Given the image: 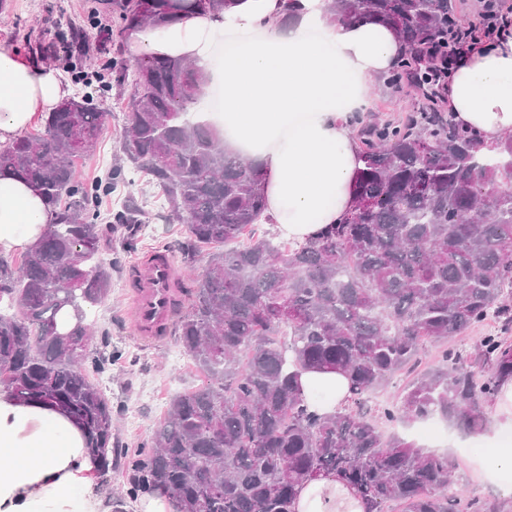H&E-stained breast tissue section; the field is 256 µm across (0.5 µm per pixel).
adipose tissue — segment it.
I'll return each mask as SVG.
<instances>
[{"label":"adipose tissue","mask_w":512,"mask_h":512,"mask_svg":"<svg viewBox=\"0 0 512 512\" xmlns=\"http://www.w3.org/2000/svg\"><path fill=\"white\" fill-rule=\"evenodd\" d=\"M245 31L214 70L209 40L225 28ZM138 51L189 58L220 85L227 148L264 172L263 223L295 242L315 236L353 210L363 162L348 113L368 109L367 90L400 52L395 31L379 23L331 22L326 0H238L222 15L193 13L136 35ZM71 94L64 75L0 51V143L21 137L34 116ZM456 121L486 144L512 131V35L463 58L450 81ZM56 213L31 185L0 176V255L37 244ZM301 396L330 414L348 396L346 378L306 371ZM93 464L80 430L63 414L12 402L0 393V512H97L88 493ZM297 512H365L342 482L324 478L299 489Z\"/></svg>","instance_id":"obj_1"}]
</instances>
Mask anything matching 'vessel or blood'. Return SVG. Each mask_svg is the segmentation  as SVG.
Listing matches in <instances>:
<instances>
[{
    "label": "vessel or blood",
    "mask_w": 512,
    "mask_h": 512,
    "mask_svg": "<svg viewBox=\"0 0 512 512\" xmlns=\"http://www.w3.org/2000/svg\"><path fill=\"white\" fill-rule=\"evenodd\" d=\"M137 278V286L130 295L129 320L140 336L153 340L174 322L179 270L160 253L138 268Z\"/></svg>",
    "instance_id": "b4317fda"
}]
</instances>
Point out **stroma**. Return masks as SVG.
Listing matches in <instances>:
<instances>
[{
  "label": "stroma",
  "mask_w": 512,
  "mask_h": 512,
  "mask_svg": "<svg viewBox=\"0 0 512 512\" xmlns=\"http://www.w3.org/2000/svg\"><path fill=\"white\" fill-rule=\"evenodd\" d=\"M96 0H7L0 9V50L6 49L20 57H28V39L50 38L66 23L86 24L92 15ZM103 29L91 51L88 73L111 75L112 60L123 56L128 64H135L138 55L133 48L117 51L111 31L115 25L112 16L99 18ZM98 111L105 114L104 130L94 154L78 160L76 167L81 178H94L118 163L122 157L119 132L128 121L125 104L132 88L129 84H111L104 89L91 84L87 90ZM421 103L417 90L409 85L390 90L375 83L369 96V116L395 121ZM153 189L144 175H131L128 183L118 185L105 200L104 209H118L128 197L146 200L148 206L145 224L139 236L137 250L126 251L125 227H114L104 252L112 261L114 287L111 298L90 314L98 335L109 340L120 359L112 365L109 375V394L113 403L121 405L123 412L114 423V433L120 444L137 449L149 440L163 419L170 399L178 393L195 389L202 378L189 356L173 361L174 352L181 346L175 335L157 342H146L131 327L127 309L130 296L131 274L136 262L156 250L166 251L175 264H182V246L186 233L182 225L169 223L160 203L152 199ZM139 414L138 427H129L125 414ZM488 425L479 434L463 432L456 427H444L436 422L394 426L393 431L414 440L424 450L438 448L455 465L454 477L459 487L472 495L496 500L512 498V469L494 464L489 451L493 448L512 447V414L489 413Z\"/></svg>",
  "instance_id": "1"
}]
</instances>
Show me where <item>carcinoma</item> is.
I'll use <instances>...</instances> for the list:
<instances>
[{
  "instance_id": "carcinoma-1",
  "label": "carcinoma",
  "mask_w": 512,
  "mask_h": 512,
  "mask_svg": "<svg viewBox=\"0 0 512 512\" xmlns=\"http://www.w3.org/2000/svg\"><path fill=\"white\" fill-rule=\"evenodd\" d=\"M230 0H100L123 44L148 26L189 12H221ZM341 25L381 23L404 49L382 76L406 80L428 105L402 123L350 117L364 168L357 205L302 244L256 232L266 206L260 166L224 146L193 116L207 77L184 58L147 55L117 82L135 91L123 129L124 161L106 180L77 179L105 116L75 95L49 113L39 133L0 146V174L35 184L59 210L39 244L0 258V385L13 399L68 416L83 432L95 470H112L119 409L100 388L112 349L92 345L91 309L112 294L103 241L132 226L133 198L101 217V203L130 170L143 172L165 201L168 220L186 226L187 264L208 260L175 323L203 381L176 394L151 440L129 459L126 489L112 512L163 489L181 512H296L298 487L333 475L366 505L388 512H512V502L456 487L455 465L378 421L438 418L479 433L486 407L512 380V136L494 146L458 125L438 99L448 82L452 36L462 28L454 0H331ZM84 26L70 25L38 60L63 55L74 72L91 50ZM491 322L471 351L446 347L441 365L420 374L394 404L373 409L370 394L415 364L423 347ZM339 372L347 403L330 415L308 410L304 371Z\"/></svg>"
}]
</instances>
